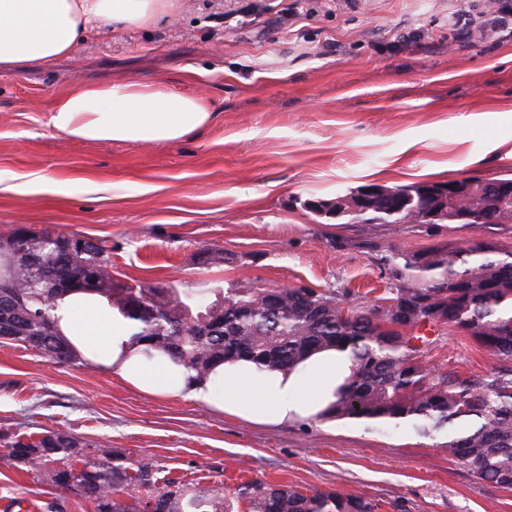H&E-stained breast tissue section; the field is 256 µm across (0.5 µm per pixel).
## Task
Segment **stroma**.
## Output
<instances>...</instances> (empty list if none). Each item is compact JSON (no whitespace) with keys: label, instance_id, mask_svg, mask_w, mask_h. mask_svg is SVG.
Instances as JSON below:
<instances>
[{"label":"stroma","instance_id":"stroma-1","mask_svg":"<svg viewBox=\"0 0 512 512\" xmlns=\"http://www.w3.org/2000/svg\"><path fill=\"white\" fill-rule=\"evenodd\" d=\"M512 0H175L145 27L91 33L46 67L0 70V232L105 240L132 285L308 287L385 304L392 252L449 243L512 251V223L465 231L345 224L310 202L357 188L512 178ZM84 80L204 95L214 121L171 143L76 142L46 108ZM62 194L21 193L29 180ZM220 250L223 260L205 262ZM430 367L481 378L511 366L466 332L428 331ZM55 431L194 486L261 478L360 495L381 512H512L412 425L331 419L253 427L181 398L143 395L84 361L52 365L0 343V504L94 512L12 460L18 436Z\"/></svg>","mask_w":512,"mask_h":512}]
</instances>
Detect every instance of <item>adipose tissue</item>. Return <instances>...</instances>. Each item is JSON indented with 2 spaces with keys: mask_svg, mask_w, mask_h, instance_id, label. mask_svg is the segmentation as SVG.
<instances>
[{
  "mask_svg": "<svg viewBox=\"0 0 512 512\" xmlns=\"http://www.w3.org/2000/svg\"><path fill=\"white\" fill-rule=\"evenodd\" d=\"M169 8V0H0V68L50 65L97 28L145 27ZM213 119L204 96L133 80L79 84L48 109L50 126L81 141L175 142ZM56 319L89 365L143 394L190 399L253 426L328 419L352 373L349 351L329 347L281 368L227 359L194 378L164 352L131 345L132 322L100 296L71 294Z\"/></svg>",
  "mask_w": 512,
  "mask_h": 512,
  "instance_id": "ef3b65f1",
  "label": "adipose tissue"
}]
</instances>
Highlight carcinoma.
<instances>
[{"label": "carcinoma", "instance_id": "1", "mask_svg": "<svg viewBox=\"0 0 512 512\" xmlns=\"http://www.w3.org/2000/svg\"><path fill=\"white\" fill-rule=\"evenodd\" d=\"M469 188L449 206L439 201L442 182L380 189L367 210H351L359 192L323 202L315 213L363 224H401L411 214L426 217L445 207L440 224H456L467 211L486 214L490 186L463 179ZM51 234L19 226L12 236L21 254L4 247L0 262V337L31 349L51 364L73 363L78 356L57 328L54 311L64 298L84 291L105 298L134 323L132 343L145 342L196 373L206 374L227 357L250 359L268 367L293 364L325 346L349 351L352 374L333 408L334 417L400 425L406 421L425 436L447 432L448 454L479 479L512 488V369L491 380L434 375L416 335L423 327L448 324L466 331L486 350L512 360V252L487 243L469 248L450 244L394 254L395 277L411 283L395 289L391 303L358 309L345 297L309 288H256L221 293L200 283L196 288H143L112 276V252L106 241L75 234L81 243L67 267L58 265L49 247ZM215 300L202 303V296ZM84 447L73 437L48 431L28 441L15 440L16 460L56 463L48 475L57 486L77 491L94 512H379L363 496L262 479L229 491L222 485L194 489L158 477L153 465L126 466L108 453L77 468L61 459ZM136 489L129 504L122 496Z\"/></svg>", "mask_w": 512, "mask_h": 512}]
</instances>
